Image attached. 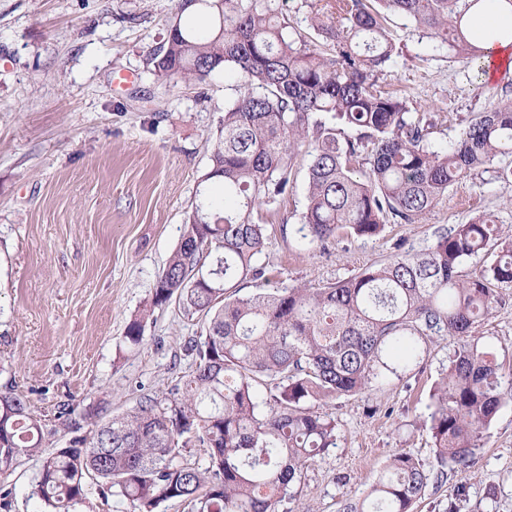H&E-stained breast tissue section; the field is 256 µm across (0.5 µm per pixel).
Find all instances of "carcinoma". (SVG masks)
<instances>
[{"mask_svg":"<svg viewBox=\"0 0 512 512\" xmlns=\"http://www.w3.org/2000/svg\"><path fill=\"white\" fill-rule=\"evenodd\" d=\"M336 0V23L313 18L320 45L296 40L278 0H180L209 17L201 31L176 20L149 54L158 81H202L220 68L236 77L201 179L202 200L155 281L151 298L126 328L142 343L144 321L178 302L206 322L187 346L194 368L171 391L146 394L122 416L86 418L90 436L42 452L45 424L26 401L0 393V472L22 455L40 457L32 491L51 512H77L87 479L128 503L157 512L171 499L193 512H277L307 463L336 445V421L314 403L361 393L373 380L419 358L436 336L456 340L448 372L431 400L435 471L411 454H393L347 512H410L448 465L473 457L505 400L493 354L477 328L496 309V287L512 284V238L487 216L436 235L425 251H404L322 288H282L240 297L260 279L265 248L261 211L276 209L288 171L308 146L306 205L299 231L323 244L372 237L388 220L409 224L448 189L498 158L512 157V97L473 116L458 140L435 149L433 123L379 84L394 63L388 16L402 14L479 65L484 51L469 28L482 0ZM369 164L365 178L355 165ZM492 257L473 276L463 262ZM276 393L264 397L259 385ZM200 448L202 468L186 458Z\"/></svg>","mask_w":512,"mask_h":512,"instance_id":"cac0c4a2","label":"carcinoma"}]
</instances>
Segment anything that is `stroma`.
<instances>
[{
    "label": "stroma",
    "mask_w": 512,
    "mask_h": 512,
    "mask_svg": "<svg viewBox=\"0 0 512 512\" xmlns=\"http://www.w3.org/2000/svg\"><path fill=\"white\" fill-rule=\"evenodd\" d=\"M178 3L0 0V392L28 401L46 425L47 450L73 437L60 408L76 421L99 401L109 414L126 413L189 373L184 346L206 333L204 320L173 302L155 309L140 346L125 340L198 200L236 85L229 71L189 86L150 73L146 59L167 40ZM389 28L398 51L389 80L411 111L434 119V146L456 141L474 113L512 96V67L487 78L409 18L391 16ZM307 163L297 156L288 194L268 217L257 263L273 275L246 282L243 295L335 283L482 214L512 234V182L480 169L412 223L310 242L298 231ZM498 292L479 344L512 375V285ZM453 349L452 339L434 338L400 376L317 403L337 422L336 444L308 463L279 512H344L397 452L435 468L429 392ZM39 465L19 457L0 480L7 512H49L32 495ZM461 483V512H512V399L465 470L430 483L414 512H446Z\"/></svg>",
    "instance_id": "1"
}]
</instances>
